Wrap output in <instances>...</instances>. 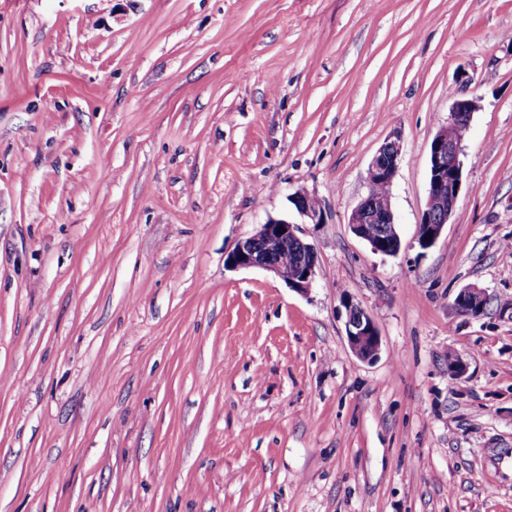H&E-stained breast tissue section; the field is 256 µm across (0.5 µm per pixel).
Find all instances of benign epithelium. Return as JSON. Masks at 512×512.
I'll return each instance as SVG.
<instances>
[{"label":"benign epithelium","mask_w":512,"mask_h":512,"mask_svg":"<svg viewBox=\"0 0 512 512\" xmlns=\"http://www.w3.org/2000/svg\"><path fill=\"white\" fill-rule=\"evenodd\" d=\"M477 109L473 98L454 100L448 119L441 125L430 144L428 201L418 225L417 241L423 250L432 247L442 236L453 215L464 188L463 148L454 129L461 121H471ZM401 138L393 134L373 157L369 168L367 195L353 210L349 224L359 238L382 255L395 256L399 239L392 195V186L401 158ZM301 223L270 219L256 232L237 242L227 255L226 265L232 269L259 268L281 279L288 288L308 294L316 277L318 255L313 244L302 237L300 224H323L326 209L315 195L298 190L291 195ZM487 305L485 291L476 286L461 289L452 306L456 313L471 318L483 315ZM346 337L352 352L364 361L376 358L381 349L377 324L358 305L346 304Z\"/></svg>","instance_id":"1"}]
</instances>
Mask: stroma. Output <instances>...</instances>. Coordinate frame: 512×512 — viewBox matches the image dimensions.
Returning <instances> with one entry per match:
<instances>
[{"label": "stroma", "mask_w": 512, "mask_h": 512, "mask_svg": "<svg viewBox=\"0 0 512 512\" xmlns=\"http://www.w3.org/2000/svg\"><path fill=\"white\" fill-rule=\"evenodd\" d=\"M395 133L391 257L349 218ZM300 189L310 292L227 268ZM510 242L512 0H0V512H512ZM478 105L474 98L454 100L448 119L441 125L430 144L428 171V201L418 225L417 241L421 249L432 247L442 236L453 215L464 188L463 148L456 140L454 129L461 121L470 123ZM468 125L457 126L456 135L464 138ZM430 236V240L425 237ZM487 300L482 288L468 286L457 293L452 306L458 315L477 318L483 315ZM345 332L352 352L361 360L371 361L381 349L377 324L366 311L351 302L346 305Z\"/></svg>", "instance_id": "35a3bbf8"}]
</instances>
